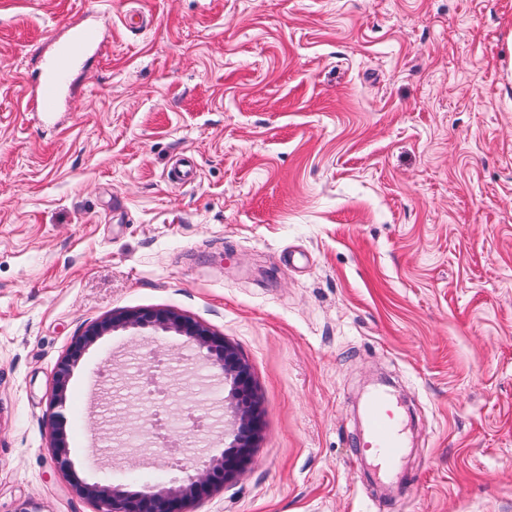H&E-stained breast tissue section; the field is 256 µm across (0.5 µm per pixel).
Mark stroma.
<instances>
[{"instance_id":"1","label":"stroma","mask_w":512,"mask_h":512,"mask_svg":"<svg viewBox=\"0 0 512 512\" xmlns=\"http://www.w3.org/2000/svg\"><path fill=\"white\" fill-rule=\"evenodd\" d=\"M101 50L40 122L68 26ZM195 175L169 180L177 163ZM170 308L250 365L251 463L190 512H512V0H0V512H97L224 447V383L191 346L97 338ZM175 390L161 437L134 362ZM408 441L355 456L380 379Z\"/></svg>"}]
</instances>
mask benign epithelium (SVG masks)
Instances as JSON below:
<instances>
[{
    "instance_id": "7a95c632",
    "label": "benign epithelium",
    "mask_w": 512,
    "mask_h": 512,
    "mask_svg": "<svg viewBox=\"0 0 512 512\" xmlns=\"http://www.w3.org/2000/svg\"><path fill=\"white\" fill-rule=\"evenodd\" d=\"M146 328L156 334L171 333L184 338L194 347L200 363L220 366L224 385L229 387L228 396L224 398V416L230 417L224 422L225 449L202 464L189 462L185 467L186 475L181 479L146 485L135 493L126 491L121 485L98 482L79 486L80 493L98 504V512H187L193 500L210 491L213 477L220 476L228 482L242 473L250 463L262 433L263 419L251 368L224 336L187 315L166 309L112 314L93 324L82 338L76 340L67 358L58 366L52 398L55 412L52 413L51 424L60 466L69 465L65 382L77 356L94 339L111 331L138 332Z\"/></svg>"
}]
</instances>
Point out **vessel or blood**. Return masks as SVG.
Wrapping results in <instances>:
<instances>
[{"label": "vessel or blood", "mask_w": 512, "mask_h": 512, "mask_svg": "<svg viewBox=\"0 0 512 512\" xmlns=\"http://www.w3.org/2000/svg\"><path fill=\"white\" fill-rule=\"evenodd\" d=\"M103 43L98 23L86 21L71 26L67 38L51 54L29 92L35 112L48 115L58 110L75 64L90 51L100 50ZM402 448L403 433L396 405L388 393H373L364 405L362 458L379 475L387 476L393 472Z\"/></svg>", "instance_id": "1"}]
</instances>
